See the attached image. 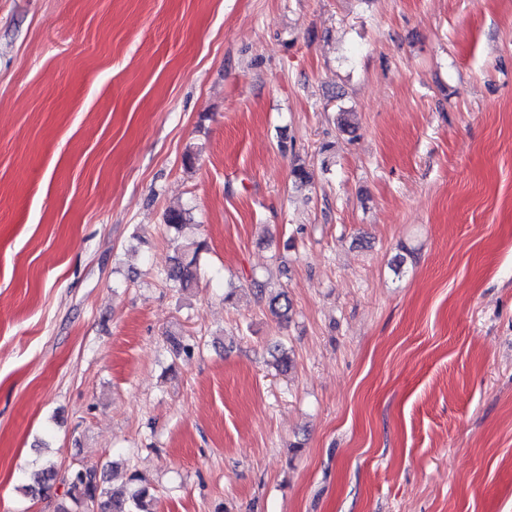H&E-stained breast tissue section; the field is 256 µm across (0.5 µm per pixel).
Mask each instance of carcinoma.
<instances>
[{
    "label": "carcinoma",
    "instance_id": "carcinoma-1",
    "mask_svg": "<svg viewBox=\"0 0 512 512\" xmlns=\"http://www.w3.org/2000/svg\"><path fill=\"white\" fill-rule=\"evenodd\" d=\"M191 247L192 257L185 254L174 257L166 273L167 279L183 289L190 287L196 278V260L199 251L203 249V243L193 242ZM253 287L265 301L270 313L283 319L290 317L292 302L286 291L269 290L256 280L253 281ZM167 342L178 358L189 359L194 353L195 344L186 343L179 336L170 334ZM270 356L272 366L279 373L286 374L290 371L292 358L287 348L277 344L270 350ZM129 481L134 485L133 491L127 496H118L104 485L95 468H73L63 479L67 489L55 503L54 512H88L90 509L96 512H153L155 496L145 477L134 472L129 476ZM55 482L56 473L49 469L32 474L30 482L23 485V490L28 494L37 493L48 497Z\"/></svg>",
    "mask_w": 512,
    "mask_h": 512
}]
</instances>
